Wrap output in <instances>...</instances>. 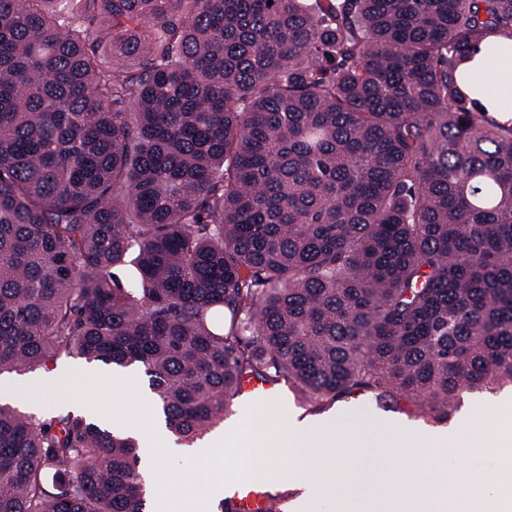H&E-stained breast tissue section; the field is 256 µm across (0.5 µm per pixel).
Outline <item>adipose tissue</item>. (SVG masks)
<instances>
[{
	"mask_svg": "<svg viewBox=\"0 0 512 512\" xmlns=\"http://www.w3.org/2000/svg\"><path fill=\"white\" fill-rule=\"evenodd\" d=\"M460 77L464 92L489 117L501 122L512 118V39L488 35L470 49Z\"/></svg>",
	"mask_w": 512,
	"mask_h": 512,
	"instance_id": "obj_1",
	"label": "adipose tissue"
}]
</instances>
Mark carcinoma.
Masks as SVG:
<instances>
[{"instance_id": "obj_1", "label": "carcinoma", "mask_w": 512, "mask_h": 512, "mask_svg": "<svg viewBox=\"0 0 512 512\" xmlns=\"http://www.w3.org/2000/svg\"><path fill=\"white\" fill-rule=\"evenodd\" d=\"M490 33L512 0H0V374L141 371L186 445L244 374L436 423L512 388V119L457 77ZM138 459L0 403V512H143Z\"/></svg>"}]
</instances>
